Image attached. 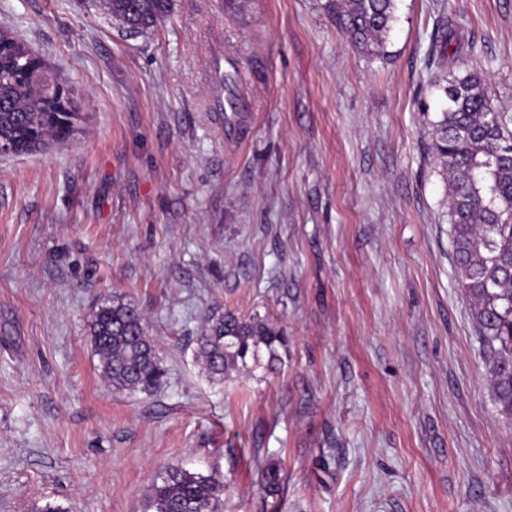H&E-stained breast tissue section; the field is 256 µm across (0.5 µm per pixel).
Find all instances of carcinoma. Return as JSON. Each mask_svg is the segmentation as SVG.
I'll use <instances>...</instances> for the list:
<instances>
[{"instance_id": "cac0c4a2", "label": "carcinoma", "mask_w": 512, "mask_h": 512, "mask_svg": "<svg viewBox=\"0 0 512 512\" xmlns=\"http://www.w3.org/2000/svg\"><path fill=\"white\" fill-rule=\"evenodd\" d=\"M171 0H103L112 19L143 32L163 18ZM324 11L358 50L382 49L395 18V0H324ZM440 56L448 63L471 45L460 28L439 30ZM34 54L21 42L0 54V132L12 135L24 153L29 143L61 142L71 137L64 119L42 111L48 91L25 82L17 85V68L34 69ZM439 90L447 107L432 121L431 154L448 183L446 215L452 224L456 281L471 304L472 319L489 360L498 414L512 420V129L507 116L490 103L487 80L478 72L444 77ZM91 344L102 374L118 390L152 394L166 369L147 335L144 318L122 301L99 308L90 326ZM283 331L257 317L213 313L196 340L197 357L211 378L222 381L232 370L247 367L268 354L279 361L286 346ZM264 488L270 496L280 488V469L264 466ZM221 476L183 469L164 471L147 496V512H222Z\"/></svg>"}]
</instances>
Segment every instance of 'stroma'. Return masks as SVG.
Masks as SVG:
<instances>
[{
	"mask_svg": "<svg viewBox=\"0 0 512 512\" xmlns=\"http://www.w3.org/2000/svg\"><path fill=\"white\" fill-rule=\"evenodd\" d=\"M321 2L171 0L134 33L99 0H0L82 114L68 142L0 157V512H145L168 468L223 475L222 512H512V422L429 149L447 71L485 73L512 116V0H397L376 55ZM447 19L475 46L452 64ZM110 300L156 343L152 395L100 371ZM216 310L281 328L276 368L212 379L194 349Z\"/></svg>",
	"mask_w": 512,
	"mask_h": 512,
	"instance_id": "1",
	"label": "stroma"
}]
</instances>
